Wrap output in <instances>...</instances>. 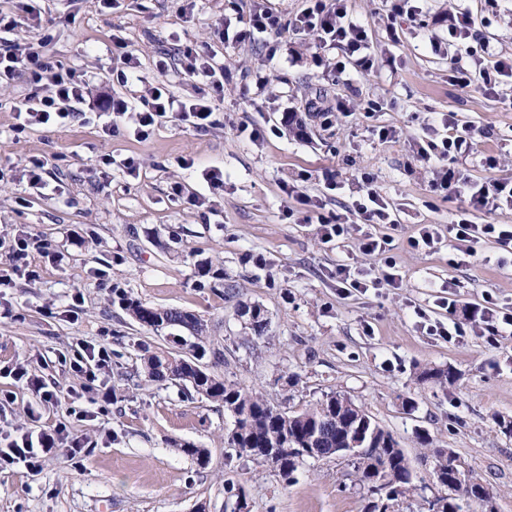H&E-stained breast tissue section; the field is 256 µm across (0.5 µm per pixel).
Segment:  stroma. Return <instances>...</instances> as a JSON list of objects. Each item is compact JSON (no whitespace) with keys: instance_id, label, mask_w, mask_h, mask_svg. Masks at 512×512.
<instances>
[{"instance_id":"stroma-1","label":"stroma","mask_w":512,"mask_h":512,"mask_svg":"<svg viewBox=\"0 0 512 512\" xmlns=\"http://www.w3.org/2000/svg\"><path fill=\"white\" fill-rule=\"evenodd\" d=\"M394 2L350 0L375 61L368 71L338 49L315 62V39L305 33H283L273 54L260 42L222 49L214 30L234 12L248 14L251 0H118L112 9L99 0H41L43 30L19 19L13 41L48 35L47 55L89 77L91 93L111 86L123 65L116 37L139 57L145 81L165 82L184 98L202 81L173 68L160 72L157 60L173 65L187 46L215 49L224 89L210 94L215 123L207 130L173 119L142 139L128 114L111 116V135L95 114L60 129L17 132L15 108L30 86L22 77L0 90V240L26 229L53 250L34 255L35 281L0 292V308L12 312L0 318V393L13 396L0 404V441L63 423L91 449L77 467L54 456L35 475L20 464L1 472L0 512H196L201 505L233 512L228 479L252 512H366L348 458L305 460L296 482L285 483L228 447L231 418L221 402L147 382L141 364L148 350L192 360L285 411L330 393L348 397L417 461L424 491L404 500L401 512H420L422 498L441 493L431 464L421 461L423 432L478 478L495 512H512V434L498 425L512 420V335L495 346L470 334L449 343L420 330L413 313L419 307L445 319L436 301L451 280L462 327L485 298L512 304V249L482 243L468 263L453 265L448 226L465 202L431 190L446 163L416 158L420 145L445 135L442 120L451 113L477 143L456 169L472 180L512 179V78L501 77L491 96L477 86L460 90L454 54L429 45L447 40L450 17L465 9L486 44L467 57L470 69L512 56V0H411L421 9L414 17L393 12ZM339 102L345 111H336ZM382 127L394 128L395 139L380 141ZM486 154L497 156L494 170L483 167ZM33 156L48 160L47 193L23 176ZM106 156L112 165H103ZM128 157L139 160L137 173L123 166ZM181 157L193 167L179 168ZM210 167L223 169V189L204 181ZM368 177L399 221L370 230L392 237L402 285L346 296L336 286L337 265L374 268L377 259L360 254L351 234L323 242L316 221L282 188L298 186L351 225ZM197 193L209 196V212L190 204ZM423 224L437 225L441 238L433 249L412 250L406 239ZM227 279L237 297L225 298ZM122 292L195 314L207 326L204 350L184 329L141 326L119 300ZM243 303L263 309V337L240 317ZM80 339L115 354L111 371L86 391L59 364ZM20 364L61 395L77 391L74 407L86 418L37 405L11 374ZM425 367L451 370L454 383H419ZM188 445L207 449L206 467L184 454Z\"/></svg>"}]
</instances>
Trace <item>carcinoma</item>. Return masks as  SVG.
Returning <instances> with one entry per match:
<instances>
[{
	"mask_svg": "<svg viewBox=\"0 0 512 512\" xmlns=\"http://www.w3.org/2000/svg\"><path fill=\"white\" fill-rule=\"evenodd\" d=\"M122 303L134 320L159 330L179 326L199 342L206 339V325L194 314L176 308L146 306L122 295ZM145 374L154 382H175L191 386L199 395L224 404L232 418L225 441L240 457L268 465L286 483H291L299 465L307 458L342 455L359 446L363 452L351 461L358 485L371 501L367 512H399L400 503L417 490L416 471L396 438L377 424L351 400L331 394L302 412H287L268 403L262 395L227 383L219 376L201 370L192 361L169 354L154 353L144 359ZM423 383L442 388L454 382L449 370L424 368L418 374ZM432 469L444 494L422 498L424 512H461L460 501L490 502L480 493L476 478L465 477L455 458L444 448H432Z\"/></svg>",
	"mask_w": 512,
	"mask_h": 512,
	"instance_id": "carcinoma-1",
	"label": "carcinoma"
}]
</instances>
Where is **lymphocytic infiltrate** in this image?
<instances>
[{
	"label": "lymphocytic infiltrate",
	"instance_id": "f902f5d3",
	"mask_svg": "<svg viewBox=\"0 0 512 512\" xmlns=\"http://www.w3.org/2000/svg\"><path fill=\"white\" fill-rule=\"evenodd\" d=\"M15 28V20L0 13V88L10 86L20 76L26 77L32 87L25 101L17 108L18 114L23 117L22 123L17 126L18 131L34 126H66L88 110L101 114L134 113L137 130L143 136L173 117L188 122L196 129L206 128L214 122V109L205 97L183 100L160 84L144 86L132 101L105 93L88 98L85 80L76 76L74 71L63 69L44 54L41 48L31 46L17 49L9 38ZM289 28L316 32L321 48H340L350 55L360 54L363 69H370L373 65L372 58L366 54V30L350 19L348 0H306L305 8L287 23L268 10L257 9L248 16H237L235 22L225 23L218 29L216 37L220 43L230 46L252 42L262 36H278ZM476 38L474 20L468 11L462 10L454 16L448 28L447 44L435 42L431 48L438 52L443 46L453 47L458 61L455 78L457 86L466 89L477 83L489 92L499 76L512 73V59L497 58L492 66L481 70L479 75H472L462 59L471 54V43ZM179 65L181 74L185 76L203 78L216 89L224 86V65L213 52L185 48ZM446 125L447 135L440 142L430 143L428 148L420 149V157L432 154L453 162L457 158L474 154L475 137L471 130L458 125L452 117L447 119ZM435 188L462 196L467 201V212L457 215L448 227L449 234L456 241L466 243L467 255H474L476 245L485 240L503 246L512 244L511 224H475L469 218L471 212L492 210L504 202L511 204V180L491 177L478 182L457 176L455 171L449 170L436 183ZM46 248V243L29 233L16 235L8 261L0 268V288L12 287L15 276L22 272L26 273L28 279H35L37 272L31 269L29 257ZM359 249L365 255L382 257L383 266L380 272L370 278L352 274L348 267L338 266L336 280L343 292L363 294L371 288H396L401 285L402 279L396 270V263L389 255L388 238L366 233L359 240ZM63 364L84 383L91 384L111 369L112 350L102 343L80 340ZM86 453L80 437L71 434L65 425L60 424L53 430L42 431L34 436L22 435L13 440L8 448H0V471L20 463L29 472L36 474L41 471L47 456L56 454L75 462Z\"/></svg>",
	"mask_w": 512,
	"mask_h": 512
}]
</instances>
